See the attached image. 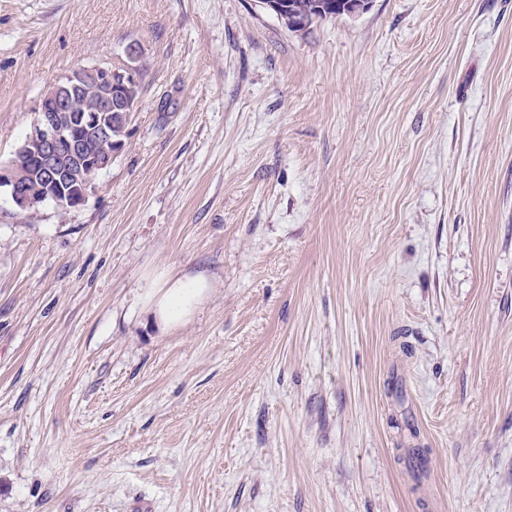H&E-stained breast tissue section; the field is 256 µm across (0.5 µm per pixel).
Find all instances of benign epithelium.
<instances>
[{"instance_id":"benign-epithelium-1","label":"benign epithelium","mask_w":512,"mask_h":512,"mask_svg":"<svg viewBox=\"0 0 512 512\" xmlns=\"http://www.w3.org/2000/svg\"><path fill=\"white\" fill-rule=\"evenodd\" d=\"M137 77L132 64L121 69L108 64L80 66L42 94L19 150L31 159L44 180L67 187L53 196L57 209L67 212L84 205L95 191L97 177L108 171L122 152L112 142V118L123 119L131 111L122 89ZM89 88L95 93L93 107L70 114L71 103ZM87 134L95 140L93 153L85 139ZM0 194L18 213L34 212L44 200L20 181L11 167L2 164Z\"/></svg>"}]
</instances>
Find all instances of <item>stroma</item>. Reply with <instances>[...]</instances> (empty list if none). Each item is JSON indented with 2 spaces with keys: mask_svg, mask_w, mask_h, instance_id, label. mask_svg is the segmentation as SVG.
<instances>
[{
  "mask_svg": "<svg viewBox=\"0 0 512 512\" xmlns=\"http://www.w3.org/2000/svg\"><path fill=\"white\" fill-rule=\"evenodd\" d=\"M132 43L88 202L0 198V512H512V0H0V163ZM344 1L346 0H284L287 14L289 9L295 15L309 18H296L295 22L290 21L289 28L296 33L307 31L313 23V19H310L312 15L319 19L342 17L341 4ZM206 285L201 279L180 281L152 301L157 321L169 325L182 319L204 294Z\"/></svg>",
  "mask_w": 512,
  "mask_h": 512,
  "instance_id": "stroma-1",
  "label": "stroma"
}]
</instances>
